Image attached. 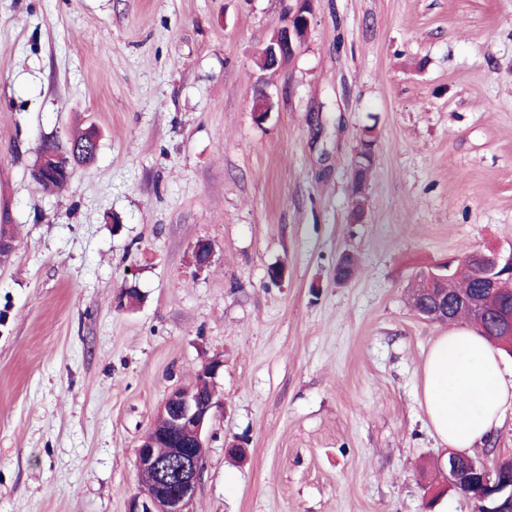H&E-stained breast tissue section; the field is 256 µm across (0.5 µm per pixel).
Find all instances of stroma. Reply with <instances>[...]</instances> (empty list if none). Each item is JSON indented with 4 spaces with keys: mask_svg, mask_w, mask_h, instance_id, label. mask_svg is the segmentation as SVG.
Returning <instances> with one entry per match:
<instances>
[{
    "mask_svg": "<svg viewBox=\"0 0 512 512\" xmlns=\"http://www.w3.org/2000/svg\"><path fill=\"white\" fill-rule=\"evenodd\" d=\"M290 2L0 0V512H127L141 436L215 356L192 512H430L423 370L449 327L408 286L512 254V0H315L294 59L260 70ZM90 124L95 160L45 192L42 140ZM371 136L370 140H367L368 142H371V145L369 148H367V153L365 157L356 156L353 164H352V172H353V183L354 186L358 185L360 186V192L359 195H364V189L366 186V177L369 173L367 171L368 164H373L375 159V146L376 141L373 138L371 134H368Z\"/></svg>",
    "mask_w": 512,
    "mask_h": 512,
    "instance_id": "stroma-1",
    "label": "stroma"
}]
</instances>
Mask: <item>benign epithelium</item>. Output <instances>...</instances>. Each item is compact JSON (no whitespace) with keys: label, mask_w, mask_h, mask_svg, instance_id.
<instances>
[{"label":"benign epithelium","mask_w":512,"mask_h":512,"mask_svg":"<svg viewBox=\"0 0 512 512\" xmlns=\"http://www.w3.org/2000/svg\"><path fill=\"white\" fill-rule=\"evenodd\" d=\"M314 0H294L288 5V19L279 27L259 51L262 69L280 68L288 64L296 55L298 47L307 37L312 16ZM363 157H356L352 164L353 183L360 186L359 195H364L368 175L367 166L375 159V139ZM59 157L53 153L42 156L39 166L31 172L35 181L53 187V181L61 173L58 168ZM193 265L201 272L207 269L213 258V249L209 242L200 240L194 246ZM467 262L474 267L488 288L495 287L504 276L512 278V253L504 258L497 251H475L466 256ZM354 260L346 253L336 261L335 275L339 282L351 278ZM451 267V261L445 260L420 275L428 284L427 298L421 317L433 323H450L448 318V297L434 292V284L445 279L443 272ZM224 366L223 360L216 357L203 362L196 370L195 376L208 381L210 392L199 393L197 385H181L172 389L159 407L161 413L168 415L173 429L170 456L163 460L156 456L157 437L154 430L147 431L136 448L135 466L137 472L152 471L155 480L147 485L138 486V491L128 502L127 512H191L196 489L203 473V458L208 442L207 428L223 403L217 398L215 378ZM471 458L451 452L448 459V487L457 490L470 499H485L482 490L467 491V485L461 482V463ZM502 460H496L492 466H484L482 484L492 488V492L505 498L510 508L489 509L487 512H512V488L499 485L493 479L501 466Z\"/></svg>","instance_id":"7a95c632"}]
</instances>
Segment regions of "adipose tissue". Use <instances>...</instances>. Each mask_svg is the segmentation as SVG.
Here are the masks:
<instances>
[{
	"mask_svg": "<svg viewBox=\"0 0 512 512\" xmlns=\"http://www.w3.org/2000/svg\"><path fill=\"white\" fill-rule=\"evenodd\" d=\"M422 399L440 443L467 454L512 415V371L474 330L453 329L430 349Z\"/></svg>",
	"mask_w": 512,
	"mask_h": 512,
	"instance_id": "adipose-tissue-1",
	"label": "adipose tissue"
}]
</instances>
